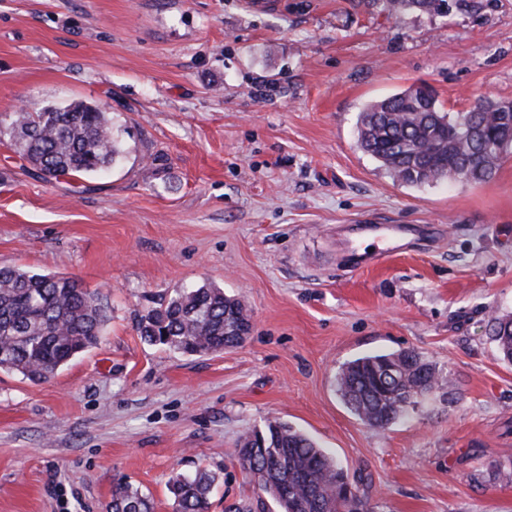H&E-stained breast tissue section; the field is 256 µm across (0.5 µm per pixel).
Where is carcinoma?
Masks as SVG:
<instances>
[{"label":"carcinoma","instance_id":"1","mask_svg":"<svg viewBox=\"0 0 512 512\" xmlns=\"http://www.w3.org/2000/svg\"><path fill=\"white\" fill-rule=\"evenodd\" d=\"M388 16L412 12L477 13L482 0H379ZM358 147L394 180L422 186L446 179L491 180L512 149V102L484 98L479 109L444 112L428 88H407L368 104L358 117ZM9 130L20 152L47 176L94 174L121 155L106 108L75 101L38 112H15ZM107 314L98 292L74 278L0 268V370L31 381L52 376L72 358L95 347ZM250 324L243 301L210 284L182 288L140 316L139 336L170 350L202 355L238 345L228 335ZM489 336L502 360L512 363V313L490 318ZM395 370L397 386L377 376ZM443 376L414 350L370 354L346 364L338 392L364 423L383 428L404 417L417 398L442 389ZM257 498L225 512H366L362 476L349 473L301 430L270 420L244 435L236 448ZM215 476L206 469L171 485L175 512H209ZM106 512H153V503L129 482L112 487Z\"/></svg>","mask_w":512,"mask_h":512}]
</instances>
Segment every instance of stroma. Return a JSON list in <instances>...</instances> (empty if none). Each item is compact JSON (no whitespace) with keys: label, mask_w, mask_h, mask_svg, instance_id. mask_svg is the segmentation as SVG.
I'll list each match as a JSON object with an SVG mask.
<instances>
[{"label":"stroma","mask_w":512,"mask_h":512,"mask_svg":"<svg viewBox=\"0 0 512 512\" xmlns=\"http://www.w3.org/2000/svg\"><path fill=\"white\" fill-rule=\"evenodd\" d=\"M428 85L448 112L512 101V0L387 18L369 0H0V114L108 102L124 152L44 176L0 134V267L100 292L99 344L34 383L0 371V512H105L117 480L174 512L175 474L216 476L210 512L250 500L241 437L267 421L362 473L368 512H512V154L487 183L395 182L357 146L370 102ZM405 252L350 270L359 218ZM241 298L221 353L141 340L179 288ZM413 349L437 396L376 428L342 401L349 361ZM488 334L501 359L512 363V313L492 315Z\"/></svg>","instance_id":"35a3bbf8"}]
</instances>
